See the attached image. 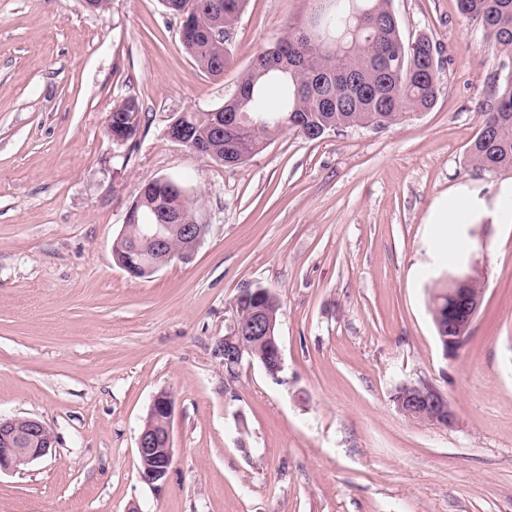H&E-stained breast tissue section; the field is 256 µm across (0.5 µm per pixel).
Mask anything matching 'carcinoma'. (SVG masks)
Segmentation results:
<instances>
[{
  "instance_id": "cac0c4a2",
  "label": "carcinoma",
  "mask_w": 512,
  "mask_h": 512,
  "mask_svg": "<svg viewBox=\"0 0 512 512\" xmlns=\"http://www.w3.org/2000/svg\"><path fill=\"white\" fill-rule=\"evenodd\" d=\"M190 15L196 33L182 39L199 68L219 77L231 64L226 42L212 32L234 25L247 0H172ZM308 20L291 28L269 50L259 54L240 81L236 96L224 101V113L240 111L248 117L242 126L224 120L216 124L210 111L189 112L184 118L194 145L216 162L237 165L261 152L282 127L315 140L333 128L383 129L406 110H427L439 91L440 72L429 51L407 43L400 34L390 0H314ZM466 18L477 19L494 42L499 56L512 61V0H458ZM491 104L470 148L481 169L512 171V71L490 77ZM140 112L128 98L112 108V127L134 139ZM131 207L137 223L128 224L112 241V258L128 252L151 263L167 265L170 250L182 248L183 225L195 221L194 210L182 187L168 180L144 182ZM174 210L181 223L168 224L163 249L154 251L144 227L156 223L163 209Z\"/></svg>"
}]
</instances>
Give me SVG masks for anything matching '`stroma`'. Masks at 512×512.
<instances>
[{
  "instance_id": "35a3bbf8",
  "label": "stroma",
  "mask_w": 512,
  "mask_h": 512,
  "mask_svg": "<svg viewBox=\"0 0 512 512\" xmlns=\"http://www.w3.org/2000/svg\"><path fill=\"white\" fill-rule=\"evenodd\" d=\"M391 7L405 41L439 50L431 109L316 140L283 129L228 167L169 122L222 106L312 0H248L220 79L161 0H0V417L56 436L0 476V512H512V223L494 218L512 173L469 153L501 59L458 0ZM130 97L139 132L120 146L106 118ZM152 178L180 182L207 233L137 279L112 241ZM462 198L465 220L430 223ZM463 259L486 291L449 358L428 302ZM257 287L281 300L283 380L247 360L229 383L211 348ZM419 380L453 427L397 411ZM161 390L175 455L152 487L135 448Z\"/></svg>"
}]
</instances>
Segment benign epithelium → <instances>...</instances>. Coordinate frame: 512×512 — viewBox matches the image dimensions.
Returning <instances> with one entry per match:
<instances>
[{
  "instance_id": "7a95c632",
  "label": "benign epithelium",
  "mask_w": 512,
  "mask_h": 512,
  "mask_svg": "<svg viewBox=\"0 0 512 512\" xmlns=\"http://www.w3.org/2000/svg\"><path fill=\"white\" fill-rule=\"evenodd\" d=\"M167 134L171 140L197 152V148L187 140L178 120L169 124ZM484 293L485 285L480 277L456 271L446 276V289L431 294L429 308L433 310L442 306L443 299H448V335L439 337L445 356L456 355L461 343L470 334ZM265 315V310L260 306L246 311L235 309L233 324L217 342L215 356L231 360L233 366L238 368L245 357L251 335L261 333L263 340L269 342L275 352L278 368L284 369L278 337L274 336L272 325L266 323ZM150 410L165 422V432L139 434L136 454L140 479L152 485L167 476L174 460L171 436L175 412L173 395L167 391L158 392L153 397ZM397 410L419 423L450 428L456 422V412L448 398L426 381L407 384L404 396L397 402ZM26 422L21 431L17 419L0 418V474L18 472L55 448L54 433L46 424L31 417L26 418Z\"/></svg>"
}]
</instances>
